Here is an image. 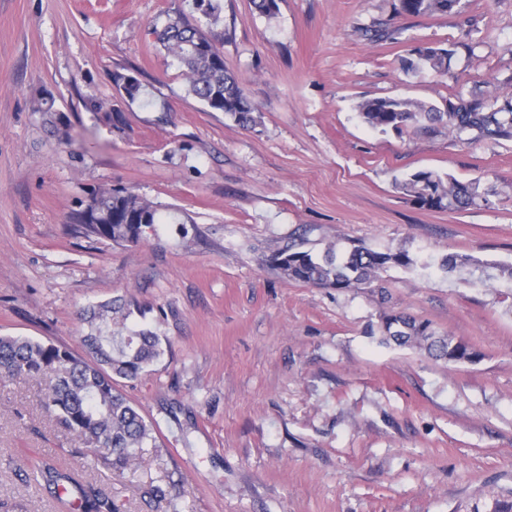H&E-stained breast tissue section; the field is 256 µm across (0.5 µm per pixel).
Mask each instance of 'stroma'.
I'll list each match as a JSON object with an SVG mask.
<instances>
[{
	"mask_svg": "<svg viewBox=\"0 0 512 512\" xmlns=\"http://www.w3.org/2000/svg\"><path fill=\"white\" fill-rule=\"evenodd\" d=\"M191 0H0V336L82 351V307L121 298L128 326L164 353L119 389L159 430L140 479L78 468L74 437L40 400L45 382L0 381V512H66L32 482L48 463L101 483L119 512H168L140 481H178L180 512H512V140L447 128L381 131L360 103L512 98V0H459L447 15L400 0H222L204 31L240 80L244 128L190 94L158 43ZM384 31L370 40L365 30ZM451 49L447 74H413L416 46ZM116 72L137 74L124 100ZM71 125L34 111L42 90ZM119 107L123 130L86 109ZM430 170L479 181L485 203L427 209L399 189ZM158 208L137 244L85 237L90 188ZM361 244L413 265L377 287L281 277L267 258ZM472 256L454 274L443 256ZM407 313L481 350L436 360L384 342ZM54 104H55V100H54L53 95L50 92L45 91L41 95V97L37 99L35 111L54 114L55 117H54V121H53V126H54L56 132L64 141L71 142L73 140V136L70 132V127L67 123H65L62 120L61 116L56 117V113H53V112H57L54 109Z\"/></svg>",
	"mask_w": 512,
	"mask_h": 512,
	"instance_id": "35a3bbf8",
	"label": "stroma"
}]
</instances>
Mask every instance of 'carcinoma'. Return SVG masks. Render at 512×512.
Instances as JSON below:
<instances>
[{"label":"carcinoma","mask_w":512,"mask_h":512,"mask_svg":"<svg viewBox=\"0 0 512 512\" xmlns=\"http://www.w3.org/2000/svg\"><path fill=\"white\" fill-rule=\"evenodd\" d=\"M401 10L410 15L446 14L458 0H400ZM168 54L182 66L189 93L209 109L228 115L238 125L255 123L254 108L244 95L240 81L224 66V55L198 25L185 17L171 20L160 34ZM406 68L437 73L448 70L446 48L416 47ZM113 82L126 98L133 100L141 88L131 74L116 72ZM442 111L408 99L378 98L361 104L360 114L370 126L402 130L415 126L431 132L441 125L458 134L474 132L479 138L512 139V104L488 112L482 102L462 99L446 101ZM91 112H102L120 130L123 113L103 100L87 105ZM400 189L421 207L429 209L464 208L482 198L479 183L467 184L433 171H417L400 183ZM92 202L75 217L79 230L88 238L107 240L117 245L139 242L145 224L157 221L153 203L125 187H95ZM270 262L290 281L318 287L348 290L372 288L380 273L392 266L408 267L413 260L405 252H381L354 246L344 257L328 248L321 255L287 245L273 251ZM471 263L467 255L448 254L441 259L444 271L451 274ZM120 300L92 305L80 313L89 330L83 345L86 359L64 345L42 343L23 336H0V377L29 375L48 380L41 407L59 427L70 432L89 453L91 461L108 472L136 471L145 449L160 447L155 423L116 388V379L135 380L163 354L159 336L150 330L126 326ZM385 340L400 346L426 350L432 356L450 362H473L479 353L468 343L453 336H438L431 324L404 314L383 317ZM33 481L80 496L82 512H117L112 497L93 483H80L68 472L47 465L33 473ZM176 482L162 486L154 481L141 483L142 497L150 502H165L179 512L172 489Z\"/></svg>","instance_id":"1"}]
</instances>
